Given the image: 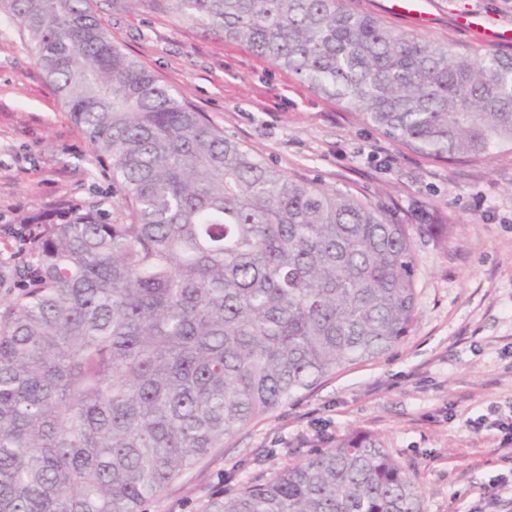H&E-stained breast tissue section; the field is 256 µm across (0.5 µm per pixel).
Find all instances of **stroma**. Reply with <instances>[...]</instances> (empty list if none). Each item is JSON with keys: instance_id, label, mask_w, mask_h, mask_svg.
Wrapping results in <instances>:
<instances>
[{"instance_id": "1", "label": "stroma", "mask_w": 512, "mask_h": 512, "mask_svg": "<svg viewBox=\"0 0 512 512\" xmlns=\"http://www.w3.org/2000/svg\"><path fill=\"white\" fill-rule=\"evenodd\" d=\"M353 4L460 51L479 47L460 16L512 30V0H424L423 24L382 0ZM92 6L114 44L257 158L394 206L406 223L448 227L447 242L416 241L417 306L403 342L226 438L145 512H210L212 500L355 428L414 469L425 512H512V150L473 163L416 154L244 43L114 0ZM66 199L113 209L120 195L30 43L0 16L1 271L15 261L13 223Z\"/></svg>"}]
</instances>
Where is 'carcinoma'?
Returning a JSON list of instances; mask_svg holds the SVG:
<instances>
[{"label": "carcinoma", "mask_w": 512, "mask_h": 512, "mask_svg": "<svg viewBox=\"0 0 512 512\" xmlns=\"http://www.w3.org/2000/svg\"><path fill=\"white\" fill-rule=\"evenodd\" d=\"M221 41L440 161L512 150V55L456 52L351 0H121ZM118 187L12 231L0 274V512H143L224 439L406 337L415 228L224 136L112 43L91 0H0ZM211 512H423L354 429Z\"/></svg>", "instance_id": "carcinoma-1"}]
</instances>
